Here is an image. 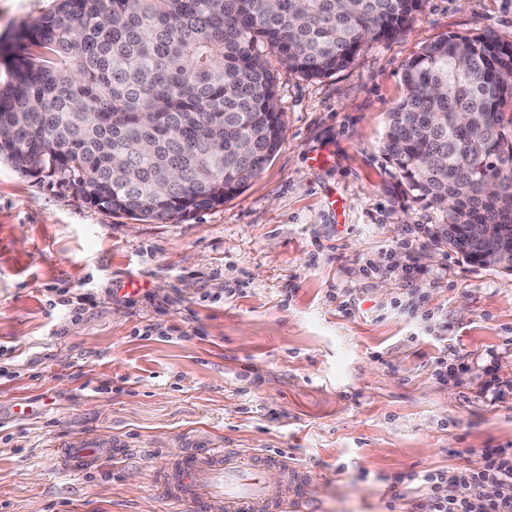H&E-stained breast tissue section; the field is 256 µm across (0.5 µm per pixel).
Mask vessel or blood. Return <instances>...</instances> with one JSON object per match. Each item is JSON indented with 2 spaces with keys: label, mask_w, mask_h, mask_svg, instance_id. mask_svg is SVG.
I'll return each instance as SVG.
<instances>
[{
  "label": "vessel or blood",
  "mask_w": 512,
  "mask_h": 512,
  "mask_svg": "<svg viewBox=\"0 0 512 512\" xmlns=\"http://www.w3.org/2000/svg\"><path fill=\"white\" fill-rule=\"evenodd\" d=\"M111 445L82 438L59 450L63 469L82 473L101 459L116 456ZM281 473L269 484L268 469ZM310 471L289 463L287 456L248 452L239 448H194L175 457L162 478L165 491L176 505H194L196 512H317L305 491ZM206 488L197 499V488Z\"/></svg>",
  "instance_id": "vessel-or-blood-1"
}]
</instances>
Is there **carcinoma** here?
<instances>
[{"label": "carcinoma", "instance_id": "1", "mask_svg": "<svg viewBox=\"0 0 512 512\" xmlns=\"http://www.w3.org/2000/svg\"><path fill=\"white\" fill-rule=\"evenodd\" d=\"M424 0H55L23 24L0 81V160L67 182L87 203L178 223L224 203L277 152L285 122L267 54L305 79L404 32ZM381 152L432 234L487 224L478 264L512 237V44L448 34L403 67ZM476 176L494 191L464 195Z\"/></svg>", "mask_w": 512, "mask_h": 512}]
</instances>
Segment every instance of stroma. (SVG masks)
<instances>
[{
	"label": "stroma",
	"instance_id": "1",
	"mask_svg": "<svg viewBox=\"0 0 512 512\" xmlns=\"http://www.w3.org/2000/svg\"><path fill=\"white\" fill-rule=\"evenodd\" d=\"M53 7L0 0V44ZM484 31L512 43V0H425L322 80L269 56L280 148L177 224L0 160V512H171L159 479L186 448L285 452L316 472L319 512H386L392 482L512 444V400L476 394L487 352L512 379V274L434 239L380 150L405 62ZM449 345L470 370L443 381ZM82 437L129 453L60 471Z\"/></svg>",
	"mask_w": 512,
	"mask_h": 512
}]
</instances>
